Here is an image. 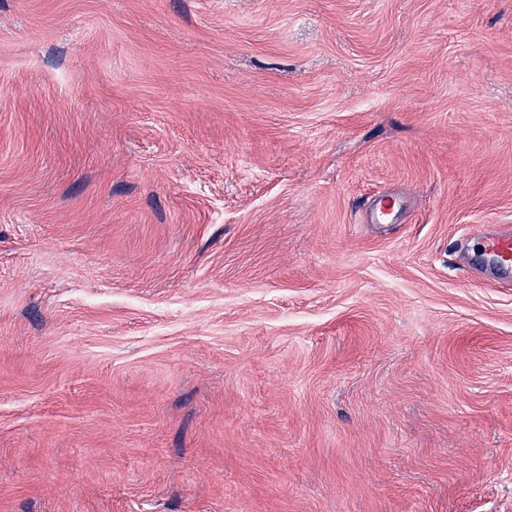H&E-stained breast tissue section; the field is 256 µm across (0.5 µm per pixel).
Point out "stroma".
Returning a JSON list of instances; mask_svg holds the SVG:
<instances>
[{
    "instance_id": "stroma-1",
    "label": "stroma",
    "mask_w": 512,
    "mask_h": 512,
    "mask_svg": "<svg viewBox=\"0 0 512 512\" xmlns=\"http://www.w3.org/2000/svg\"><path fill=\"white\" fill-rule=\"evenodd\" d=\"M475 224L512 0H0V512H512Z\"/></svg>"
}]
</instances>
